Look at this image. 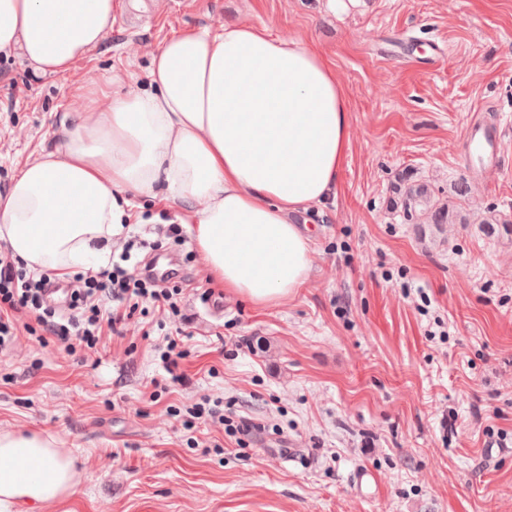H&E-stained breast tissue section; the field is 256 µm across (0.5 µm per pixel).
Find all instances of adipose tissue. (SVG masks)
<instances>
[{
  "instance_id": "adipose-tissue-1",
  "label": "adipose tissue",
  "mask_w": 512,
  "mask_h": 512,
  "mask_svg": "<svg viewBox=\"0 0 512 512\" xmlns=\"http://www.w3.org/2000/svg\"><path fill=\"white\" fill-rule=\"evenodd\" d=\"M112 0H0V53L63 75L104 39ZM61 142L0 196V244L60 277L97 269L134 200L180 203L178 223L225 292L283 302L311 268L291 213L326 203L350 144L347 96L301 41L233 24L185 31L153 55L148 85L64 113ZM74 458L49 435L0 434V512H76Z\"/></svg>"
}]
</instances>
